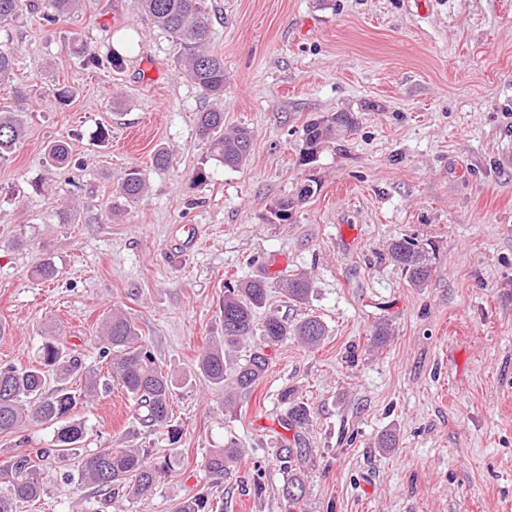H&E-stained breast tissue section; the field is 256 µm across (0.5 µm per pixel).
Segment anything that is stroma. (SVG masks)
Wrapping results in <instances>:
<instances>
[{"mask_svg":"<svg viewBox=\"0 0 512 512\" xmlns=\"http://www.w3.org/2000/svg\"><path fill=\"white\" fill-rule=\"evenodd\" d=\"M22 6L0 25L17 51L26 134L0 164V365L35 362L46 330L103 377L85 451L142 448L177 462L152 495H97L48 481L18 512H172L200 495L224 512H512V0H208L211 47L224 58V97L202 95L177 63L172 38L139 0H81L47 25ZM119 50L121 72L87 70L75 50ZM72 90L67 103L54 94ZM249 127L238 168L207 161L199 112ZM349 112L357 126L302 166L306 121ZM68 142L70 164L48 169L46 146ZM166 149L168 168L152 156ZM207 165L205 183L192 179ZM148 191L120 218L108 208L124 172ZM316 193L290 222L272 210L306 180ZM71 221L59 223L61 205ZM425 244L430 280L412 286L389 257L393 240ZM60 270H36L45 258ZM306 274L303 304L276 282ZM272 282L268 307L327 328L316 348L272 350L259 385L224 407L223 390L193 378L197 356L221 335L224 284ZM120 309L178 381L171 445L133 418L106 377L99 324ZM391 326L376 343L378 324ZM310 409L283 425L282 390ZM395 437L379 447L382 435ZM54 428L0 438V460L51 447ZM236 440L224 479L205 468ZM306 484L289 505L283 447Z\"/></svg>","mask_w":512,"mask_h":512,"instance_id":"35a3bbf8","label":"stroma"}]
</instances>
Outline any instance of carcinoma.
<instances>
[{"label": "carcinoma", "mask_w": 512, "mask_h": 512, "mask_svg": "<svg viewBox=\"0 0 512 512\" xmlns=\"http://www.w3.org/2000/svg\"><path fill=\"white\" fill-rule=\"evenodd\" d=\"M80 0H52L53 12L43 15L52 25L60 17L69 15ZM141 6L153 24L165 31L179 45V61L185 75L201 94L207 97L224 96V59L210 49V23L207 0H141ZM76 52L83 58V67L98 69L103 64L118 72L124 58L117 50L101 58L95 51L79 45ZM16 53L8 46H0V85L11 83L15 77ZM12 110H0V162L10 160L17 144L25 135L24 97L17 94ZM356 124L349 112H336L318 116L306 122L302 129V147L298 163H313L316 151L336 138L337 131ZM198 134L208 144V158L229 168H238L247 161L253 141L252 132L239 127L224 133V111L204 110L198 115ZM71 161L68 147L53 142L47 148V163L58 168ZM145 173L136 167L127 170L119 182L115 197L118 201L135 203L146 192ZM316 192L313 185L303 184L294 197L279 200L274 209L275 218L283 223L292 220L293 210ZM391 258L405 272L415 286L425 285L431 277V267L424 245L399 239L391 243ZM289 300L304 303L311 293L310 280L304 275L287 279L279 285ZM270 284L263 279L224 284L221 303L222 336L212 340L199 354L196 362L198 378L224 389V408L235 405L239 393L248 392L264 377L268 364V349H274L296 339L308 347L318 346L326 334V327L317 316L310 315L296 323L271 313L262 326H257L255 315L266 307ZM259 336L254 350L237 365L232 375L225 372L227 350L239 348ZM101 354L107 358L108 372L125 389L135 406L139 423L160 433L169 444L180 439V429L173 425V394L175 380L160 366L152 355L139 330L119 312L105 319L101 329ZM58 380L54 390H46L49 376ZM78 375L82 387L73 390L64 385L66 378ZM98 373L74 355L66 353L55 336H46L37 352L34 364L18 367L0 366V437H9L33 424L57 426L53 448L37 458L20 457L0 464V473L11 482V492L0 495V512H17L18 503L37 500L53 474L69 479L68 462L78 459V483L110 494L121 490L131 497L152 492L162 474L173 467L171 457L160 462L147 461L142 448H98L92 453L80 451L85 438L84 424L72 418L78 405L87 403L97 392ZM286 406V422L291 427H303L310 422V410L294 399L290 390L280 394ZM236 449L230 443L214 448L206 458L205 467L216 480L224 478L233 462ZM306 487L298 473L288 476L282 494L288 502L299 503ZM172 512H214V504L201 496L177 501Z\"/></svg>", "instance_id": "carcinoma-1"}]
</instances>
